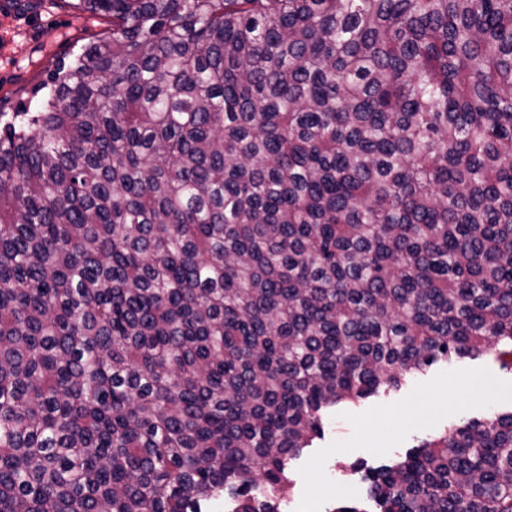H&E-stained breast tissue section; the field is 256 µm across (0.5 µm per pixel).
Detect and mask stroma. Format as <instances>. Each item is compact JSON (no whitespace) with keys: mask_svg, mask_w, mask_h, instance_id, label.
Returning <instances> with one entry per match:
<instances>
[{"mask_svg":"<svg viewBox=\"0 0 512 512\" xmlns=\"http://www.w3.org/2000/svg\"><path fill=\"white\" fill-rule=\"evenodd\" d=\"M0 0V108L29 104L58 62L110 27L105 17L66 0ZM512 406V372L483 355L439 363L400 390L356 406H339L324 420V435L292 460L295 485L286 512H325L335 500L363 503L367 485L354 464L378 466L463 420Z\"/></svg>","mask_w":512,"mask_h":512,"instance_id":"obj_1","label":"stroma"}]
</instances>
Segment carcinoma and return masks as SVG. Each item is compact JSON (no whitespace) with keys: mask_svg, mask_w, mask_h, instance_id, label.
<instances>
[{"mask_svg":"<svg viewBox=\"0 0 512 512\" xmlns=\"http://www.w3.org/2000/svg\"><path fill=\"white\" fill-rule=\"evenodd\" d=\"M0 111V512H280L327 409L512 372V0H77ZM368 507L512 512V408Z\"/></svg>","mask_w":512,"mask_h":512,"instance_id":"1","label":"carcinoma"}]
</instances>
